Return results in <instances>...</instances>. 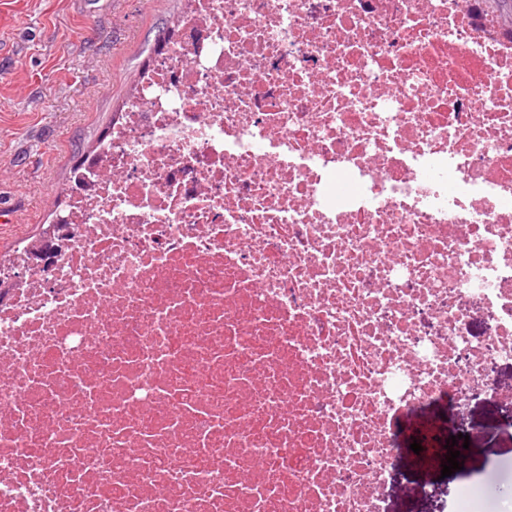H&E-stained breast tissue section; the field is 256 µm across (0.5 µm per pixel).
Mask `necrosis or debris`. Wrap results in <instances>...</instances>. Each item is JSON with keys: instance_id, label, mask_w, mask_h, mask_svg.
Listing matches in <instances>:
<instances>
[{"instance_id": "obj_1", "label": "necrosis or debris", "mask_w": 512, "mask_h": 512, "mask_svg": "<svg viewBox=\"0 0 512 512\" xmlns=\"http://www.w3.org/2000/svg\"><path fill=\"white\" fill-rule=\"evenodd\" d=\"M62 214L0 256V512H382L512 360V28L185 0Z\"/></svg>"}]
</instances>
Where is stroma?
I'll return each instance as SVG.
<instances>
[{"instance_id": "35a3bbf8", "label": "stroma", "mask_w": 512, "mask_h": 512, "mask_svg": "<svg viewBox=\"0 0 512 512\" xmlns=\"http://www.w3.org/2000/svg\"><path fill=\"white\" fill-rule=\"evenodd\" d=\"M182 0H0V253L49 224L67 199L71 168L105 135L167 35ZM420 419L468 435L461 470L420 465L402 452L385 512H439L475 490L498 512L512 486V403L481 396L464 408L424 407Z\"/></svg>"}]
</instances>
